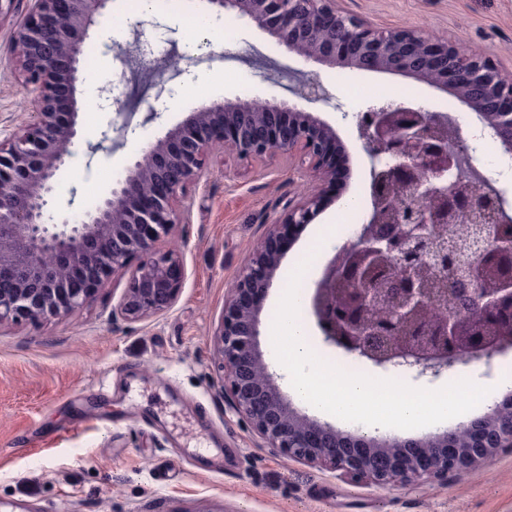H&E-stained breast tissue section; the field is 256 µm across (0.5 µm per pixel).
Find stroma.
I'll use <instances>...</instances> for the list:
<instances>
[{"label":"stroma","mask_w":512,"mask_h":512,"mask_svg":"<svg viewBox=\"0 0 512 512\" xmlns=\"http://www.w3.org/2000/svg\"><path fill=\"white\" fill-rule=\"evenodd\" d=\"M112 0V14L91 32L95 61L82 71L83 111L73 158L59 177L57 218H71L70 195L99 198L148 141L213 101L290 98L297 82L317 78L338 106L310 105L332 125L348 156L309 225L292 229L261 314L268 332L286 275L332 228L349 223L347 201H369L370 162L354 113L373 103V88L412 90L410 106L438 112L453 104L461 134L477 122L462 102L417 79L353 71L365 93H341L336 71L303 60L256 26L210 12L205 0H178L170 11L132 13ZM29 0H13L0 20V138L13 133L35 94L18 79L10 44ZM378 27L410 26L494 59L512 73V0H339ZM208 17L191 43L175 15ZM161 39L173 69L141 66L146 44ZM174 105H158V85ZM114 88L124 114L100 96ZM156 119H148L150 108ZM134 134L121 136L123 123ZM304 189L298 163L273 158L239 163L216 153L208 175L187 191L182 222L161 250L177 249L184 284L174 306L142 322L113 319L127 287L117 277L85 308L64 319L0 326V512H512V455H498L440 485L376 490L267 448L228 406L214 345L224 302L269 216Z\"/></svg>","instance_id":"obj_1"}]
</instances>
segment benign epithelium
I'll use <instances>...</instances> for the list:
<instances>
[{
    "mask_svg": "<svg viewBox=\"0 0 512 512\" xmlns=\"http://www.w3.org/2000/svg\"><path fill=\"white\" fill-rule=\"evenodd\" d=\"M11 49L36 92L26 122L0 139V326L63 319L88 305L110 277L128 276L112 315L133 323L173 307L184 282L179 254L157 249L181 223L185 193L208 174L215 146L241 161L279 157L303 165L298 200L264 224L224 303L215 342L224 396L267 445L379 490L443 483L451 472L512 454V421L491 406L438 437L349 436L294 406L260 349V313L280 267L285 230L313 223L336 182L335 129L290 101L224 100L188 113L142 149L139 160L86 214L52 230L48 194L78 134L76 84L90 28L112 0H29ZM266 31L288 52L340 70L412 76L450 92L512 151V76L489 57L411 27L378 28L336 0H208ZM307 103L330 102L320 80L295 86ZM371 163V208L360 235L341 246L311 310L323 341L382 370L432 381L472 364L492 372L512 344V209L500 189L457 176L476 151L448 120L389 103L355 115ZM453 224L469 235L448 238ZM465 433L467 448L452 444Z\"/></svg>",
    "mask_w": 512,
    "mask_h": 512,
    "instance_id": "1",
    "label": "benign epithelium"
}]
</instances>
